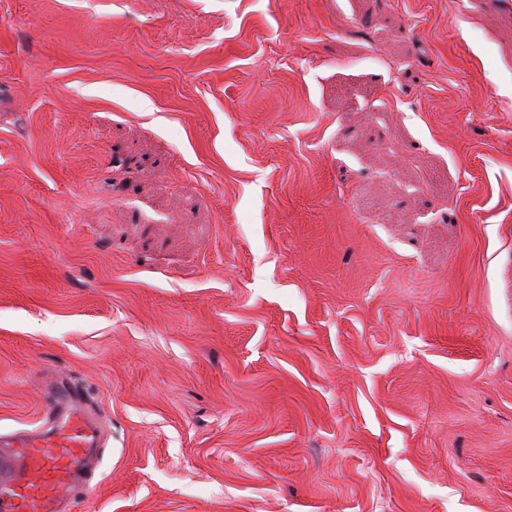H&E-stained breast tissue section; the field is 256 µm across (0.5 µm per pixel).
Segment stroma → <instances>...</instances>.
Segmentation results:
<instances>
[{
	"label": "stroma",
	"mask_w": 512,
	"mask_h": 512,
	"mask_svg": "<svg viewBox=\"0 0 512 512\" xmlns=\"http://www.w3.org/2000/svg\"><path fill=\"white\" fill-rule=\"evenodd\" d=\"M74 512H512V0H0V435ZM35 434L0 437V512H71L93 487L104 447L96 414L65 381L50 392Z\"/></svg>",
	"instance_id": "1"
}]
</instances>
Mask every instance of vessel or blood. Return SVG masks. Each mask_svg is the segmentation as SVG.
I'll list each match as a JSON object with an SVG mask.
<instances>
[{
  "instance_id": "1",
  "label": "vessel or blood",
  "mask_w": 512,
  "mask_h": 512,
  "mask_svg": "<svg viewBox=\"0 0 512 512\" xmlns=\"http://www.w3.org/2000/svg\"><path fill=\"white\" fill-rule=\"evenodd\" d=\"M33 434L0 437V512H72L92 487V460L104 446L96 414L61 381Z\"/></svg>"
}]
</instances>
